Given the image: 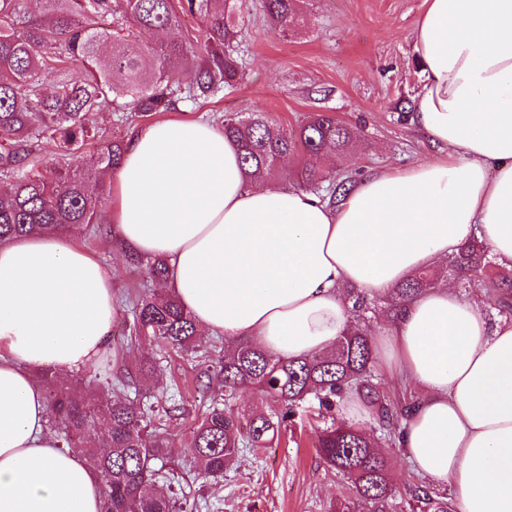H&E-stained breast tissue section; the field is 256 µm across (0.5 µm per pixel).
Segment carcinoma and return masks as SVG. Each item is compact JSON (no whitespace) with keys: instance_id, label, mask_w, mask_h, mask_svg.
I'll use <instances>...</instances> for the list:
<instances>
[{"instance_id":"carcinoma-1","label":"carcinoma","mask_w":512,"mask_h":512,"mask_svg":"<svg viewBox=\"0 0 512 512\" xmlns=\"http://www.w3.org/2000/svg\"><path fill=\"white\" fill-rule=\"evenodd\" d=\"M0 0V242L17 236L94 225L104 187L103 177L120 164L124 143H100L96 115L128 112L148 118L178 102L202 104L241 75L233 40L232 16L245 0ZM303 0H264L266 15L285 34L303 20ZM191 16L203 23V45L171 37ZM142 35L141 51L127 49ZM83 71L73 81L69 70ZM224 135L234 141L251 174L272 177L284 158L299 153L304 162L297 188L334 205L354 177L321 165L322 152L336 156L353 143L349 127L331 115L316 114L288 129L257 112L224 116ZM51 142L63 161L46 160L40 146ZM95 146L92 164L87 149ZM448 268L469 288H502V308L512 309L509 284L496 280L482 244L473 241L450 257ZM438 272L420 271L393 289V306L432 287ZM130 332L140 340L181 352H200L197 327L175 296L144 294L132 301ZM215 375L224 399L213 396L185 450L211 475H222L237 461L240 449L268 448L296 422L316 416L323 426L315 447L322 459L347 479L357 499L371 512H389L393 486L387 460L357 424L336 420L335 410L355 392L372 410L379 427L396 435L397 408L374 382L369 337L363 329L343 336L336 350L302 359H283L254 342L224 344ZM47 424L61 434L62 447L78 449L97 465L103 488L102 512H175L176 500L154 492L167 475L159 462L170 452V433L155 425L174 418L180 405L168 390L169 407L158 410L120 396L96 409L80 394L44 375ZM251 387L272 402L270 413L243 424L225 404L238 390ZM412 501L428 512H454L445 497L423 486L410 490Z\"/></svg>"}]
</instances>
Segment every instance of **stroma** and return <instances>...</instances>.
Returning a JSON list of instances; mask_svg holds the SVG:
<instances>
[{"mask_svg": "<svg viewBox=\"0 0 512 512\" xmlns=\"http://www.w3.org/2000/svg\"><path fill=\"white\" fill-rule=\"evenodd\" d=\"M424 0H305L304 20L282 35L271 29L262 0H249L237 24L236 50L242 77L201 106L183 104L186 117L222 125L225 115L263 113L269 121L296 126L305 117L326 112L354 133L351 150L337 158L334 169L364 174L404 169L415 162L442 158L443 152L411 121L406 106L420 86L412 34ZM75 240L112 269L117 319L106 352L93 368L63 376L65 386L99 404L107 383L125 370L135 378L125 398H145L163 386H178L177 401L185 409L168 431L174 439L172 463L183 448L202 411L217 393L192 357L164 352L131 339L129 300L151 288L146 264L126 260L109 222L97 238L85 231ZM361 424L373 435L389 463L397 493L393 512H410L407 487L423 484L402 448L379 429L373 415ZM175 489L180 499L205 497L218 512H367L356 501L345 478L327 467L314 446L311 425L284 434L270 448L242 449L236 465L218 477L181 469Z\"/></svg>", "mask_w": 512, "mask_h": 512, "instance_id": "stroma-1", "label": "stroma"}]
</instances>
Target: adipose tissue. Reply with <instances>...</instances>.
<instances>
[{"mask_svg": "<svg viewBox=\"0 0 512 512\" xmlns=\"http://www.w3.org/2000/svg\"><path fill=\"white\" fill-rule=\"evenodd\" d=\"M413 121L448 159L358 178L339 204L247 177L222 127L173 116L132 132L108 177L127 255L164 260L163 288L201 331L281 358L355 329L345 288L385 295L471 240L512 277V0H424ZM112 271L71 238L0 243V512H100L94 465L62 449L31 367L95 365L112 335ZM379 368L418 397L398 430L456 512H512V318L436 285L393 311Z\"/></svg>", "mask_w": 512, "mask_h": 512, "instance_id": "obj_1", "label": "adipose tissue"}]
</instances>
